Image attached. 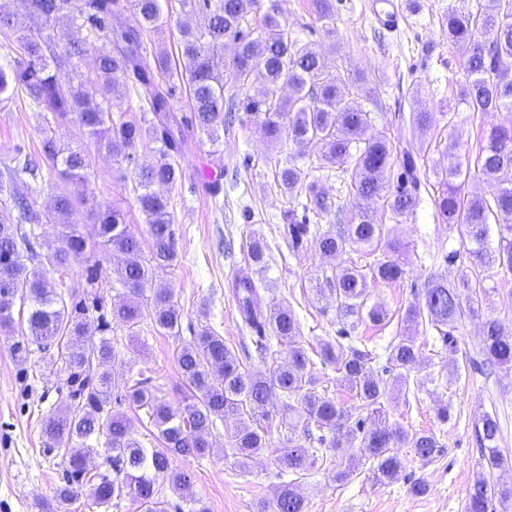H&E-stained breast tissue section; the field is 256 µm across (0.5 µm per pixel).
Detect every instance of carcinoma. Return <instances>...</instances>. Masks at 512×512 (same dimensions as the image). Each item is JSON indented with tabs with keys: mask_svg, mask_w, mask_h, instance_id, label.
Masks as SVG:
<instances>
[{
	"mask_svg": "<svg viewBox=\"0 0 512 512\" xmlns=\"http://www.w3.org/2000/svg\"><path fill=\"white\" fill-rule=\"evenodd\" d=\"M190 14H199L201 27L189 20L179 22L181 39L177 48L183 61L179 71L183 88L192 104L190 123L215 142L224 125L236 113L246 112L258 122L266 138L274 143L287 140L298 148L312 141L325 148L324 160L330 164L350 163V185L366 200L386 203L397 218H406L419 204L418 153L411 140L395 146L385 138H366L370 113L352 105L344 80L330 74L320 53L309 43L294 37L288 27L265 15L263 31L251 28L260 0H191ZM120 0H18L15 10L0 8V28L19 33L14 55L0 61V96L24 91L34 106L58 118L76 115L88 138L97 149L117 162L132 164L137 146L144 141L157 144L154 163L134 167V193L146 223L150 224L152 256L140 257L138 238L128 229L122 214L109 206L96 205L91 217L97 227V241L89 242L69 224L76 193L64 190L53 199L45 223L62 224L61 245L55 251L34 255L38 266L30 267L19 242L27 241L20 224L32 216L26 197L14 200V208H0V330L13 332L15 299L28 307L21 335L39 346L59 342L58 355L65 365V414L50 416L45 434L66 450L67 466L55 497L66 504L81 494L99 508L129 499L140 512H168L169 501L160 496L158 479L168 481L173 491L182 493L192 484V474L172 467L175 456H202L206 435L216 421L232 423L227 434L232 457L246 463L265 449V429L270 420L268 401L273 391L290 400L288 412L305 421V443L286 439L279 462L292 475L306 476L317 465L327 463V450L344 447V440L359 439V459L373 465L374 478L391 483L399 478L402 461L395 451L408 443L414 455L428 460L438 448L434 434L407 436L382 419L370 426L352 410L321 395L308 375L313 360L297 343L299 325L289 308L264 303L261 288L249 278L231 282V296L242 324L253 334L258 363L240 362L224 344V337L203 326L194 339L179 347L176 363L192 387L193 394L183 404L172 406L147 388L142 378H129L126 394L114 395V376L108 368L112 346L108 339L91 341L93 331H103L107 323L92 326L86 315V302L77 292H58L47 281L43 269L65 267L73 261L89 259L102 247L125 256L117 270L123 288V302L112 309V317L129 330L148 317L155 329L173 334L179 329L181 311L171 291L160 288L151 297L145 291L155 266H170L176 259L171 230L169 197L157 192L158 185L174 188L182 180L177 157L184 144L183 124L173 112L177 86L163 87L157 75H172V55L162 47L156 52V70L145 68L142 29L160 31L163 24L162 0H130L139 26L113 24ZM318 20L327 36L334 35L332 0H315ZM61 17L82 22L88 37L70 41L62 53L43 34L42 25ZM448 38L467 56V78L459 88L460 101L472 112L495 114L512 112V76L501 68L504 57H512V0H485L476 13L448 12ZM237 43L233 58L224 61L226 41ZM94 51V77L66 87L58 81V70L78 69L88 51ZM263 78L266 88L261 97H224V81L246 87ZM288 84L294 96L285 99L280 88ZM152 114L149 123L126 118L132 111ZM399 173H393L395 162ZM478 173L495 188L492 198H465L466 174L459 166L448 167L435 206L444 224H463L472 245L470 254L481 265L493 261L512 269V224L500 225V248L492 255L487 250L488 224L500 216L512 217V124L492 123L486 130V144L479 156ZM69 184L86 185L87 153L82 148L66 151L54 139H42L41 160L18 152L9 170V182L36 179L42 166ZM279 183L292 195L302 186V170L290 165L279 172ZM284 232L294 251L312 235L306 220L288 212ZM384 235L383 225L361 211L349 216L348 224L336 234L324 233L317 248L334 257L356 245L372 247ZM405 269L399 258L378 261L370 274L351 267H338L334 274L336 311L341 318L355 316L372 323L387 317L381 305L367 306V278L388 285L403 281ZM480 280L463 276L455 286L443 279L428 281L421 302L406 312L413 324L425 319L446 346L453 344V331L467 313L482 307ZM288 345V362L267 377L260 365L267 362L272 343ZM478 354L485 365H512V330L499 320L488 318ZM317 355L333 366L354 391L359 408L369 409L385 395V387L374 374L377 355L363 344L349 340L346 330H338L336 342L320 344ZM386 363L397 371L396 379L421 364V352L412 336H404L389 346ZM132 403L145 410L158 432L159 447L145 448L135 437L125 413L111 404ZM320 431L316 436L313 430ZM331 433V438L322 434ZM106 438L105 464L112 473H90L87 462L97 452L100 438ZM481 453L487 469L504 463L497 447L499 423L490 414L478 426ZM491 487L485 476H477L468 491L464 512H497ZM272 512H306L304 500L290 484L281 487Z\"/></svg>",
	"mask_w": 512,
	"mask_h": 512,
	"instance_id": "1",
	"label": "carcinoma"
}]
</instances>
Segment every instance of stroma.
<instances>
[{"label":"stroma","instance_id":"1","mask_svg":"<svg viewBox=\"0 0 512 512\" xmlns=\"http://www.w3.org/2000/svg\"><path fill=\"white\" fill-rule=\"evenodd\" d=\"M393 2L402 19L398 28L390 29L375 17L376 0H333L336 34L329 38L322 33L314 0H279L277 4L282 23L322 52L330 74L362 77L363 89L352 90L350 99L369 112L368 135L395 142L404 119L416 112L432 115L429 127L415 132L421 148L420 203L400 224L382 203L373 204L376 223L387 231L374 255L351 247L331 259L311 242L300 250L291 249L283 232L289 210H301L303 201L313 196L323 197L332 204V211L311 216L310 221L319 232H333L340 226L335 206L348 214L362 200L351 188L343 165L322 161L321 144L310 143L299 152L269 142L254 119L243 113L215 143L198 131L185 132L187 147L179 159L183 180L169 193L177 260L172 266L155 268L152 274L153 287L171 289L182 312L177 334L156 332L147 318L134 332L112 319V309L122 297L116 280L121 256L100 248L91 261L47 272L59 291L90 288L99 297L100 306L90 308L88 315L110 319L106 337L112 345L110 369L116 377V393H125L130 375L140 373L156 396L173 404L189 394L175 352L191 342L201 326L223 336L233 352L249 345L229 293V284L237 277L263 281L267 299L292 310L300 327L297 340L310 352L318 350L321 342L335 341L343 327L381 356L403 330H410L425 363L411 370L405 385L392 374H383L386 395L381 416L410 435L435 433L437 453L423 461L411 448L400 447L404 463L400 478L380 485L371 480L367 465H351L358 448L335 451L331 463L296 482L308 512H464L468 490L482 470L476 426L486 412L500 425L498 446L505 458L489 481L498 488L512 486V366L476 372L467 362L479 346L486 317L512 327V270L475 264L468 255L464 227L440 223L435 208L441 180L452 164L472 171L464 188L466 197L487 198L493 192L473 172L487 120L469 111L457 97V84L466 78V57L449 42L445 21L448 10L473 12L483 0ZM47 133L60 148L81 145L89 154L88 200L76 204L71 223L85 236H93L92 205L113 206L139 238L143 253H150V228L132 190L131 166L98 151L75 118H56L30 105L19 93L0 100V182L8 180L7 169L18 150L37 152ZM451 141L457 144L452 153L447 150ZM294 163L302 169L306 187L299 197L284 193L277 178L282 168ZM64 187L55 173L46 171L37 181L12 184L10 193L0 195V200L9 201L14 193L28 196L41 214ZM395 237L403 243L404 281L390 286L372 280L367 288L368 304L384 305L389 322L375 326L353 317L340 320L332 285L336 267L362 266L372 258L390 256ZM256 239L266 252L262 269L247 259L246 247ZM452 251L458 252V259L444 261V254ZM92 272L97 281L91 287L86 278ZM464 273L481 280L485 301L481 315L465 316L458 323L453 347L442 345L428 323L407 327L405 313L421 299L428 281L453 282ZM18 339V334L0 332V512H54L55 490L66 459L48 451L42 422L64 409L59 393L64 364L53 348L32 350L24 360L16 358L13 345ZM444 405L450 412L445 422L437 416ZM226 431L224 422H217L208 436L207 454L176 459V468L193 476L186 496L197 499L207 512H271L279 486L289 479L279 464L278 450L287 437L303 440L302 427L272 426L266 434V449L244 464L227 454ZM348 467L353 470L349 479L336 481V472ZM419 480L424 481L425 491L412 493L411 484Z\"/></svg>","mask_w":512,"mask_h":512}]
</instances>
